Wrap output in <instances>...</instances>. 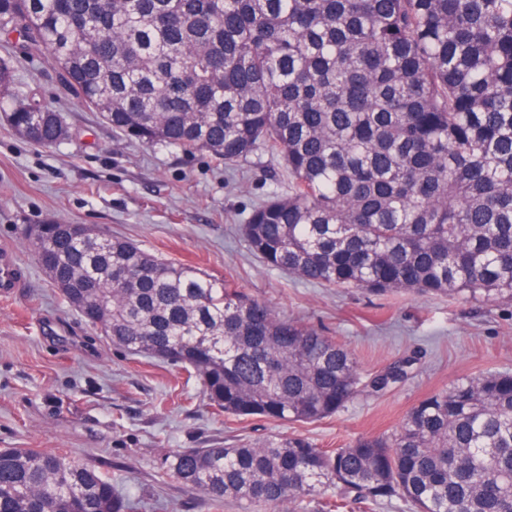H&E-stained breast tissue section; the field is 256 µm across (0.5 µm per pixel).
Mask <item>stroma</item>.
I'll list each match as a JSON object with an SVG mask.
<instances>
[{"instance_id": "1", "label": "stroma", "mask_w": 512, "mask_h": 512, "mask_svg": "<svg viewBox=\"0 0 512 512\" xmlns=\"http://www.w3.org/2000/svg\"><path fill=\"white\" fill-rule=\"evenodd\" d=\"M19 74L32 95L61 113L69 137L45 149L0 120V247L11 248L21 268L17 288L0 298V448L74 457L138 498L137 512H245L232 500L214 510L202 492L169 474L167 455L275 434L338 448L391 434L421 398L457 379L512 371L510 305L327 288L253 254L241 226L288 183L270 156L240 162L229 177L206 152L121 142L63 88L48 59ZM55 222L105 230L226 280L280 317L346 345L363 374L409 358V375L315 423L219 413L186 371L113 346L60 300L27 241L30 225Z\"/></svg>"}]
</instances>
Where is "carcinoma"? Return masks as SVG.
<instances>
[{
  "instance_id": "cac0c4a2",
  "label": "carcinoma",
  "mask_w": 512,
  "mask_h": 512,
  "mask_svg": "<svg viewBox=\"0 0 512 512\" xmlns=\"http://www.w3.org/2000/svg\"><path fill=\"white\" fill-rule=\"evenodd\" d=\"M0 45V111L35 145L67 136L18 85V65L45 57L126 142L206 151L229 170L277 159L287 191L241 228L267 265L512 306V0H0ZM78 230L43 227L60 298L112 345L185 369L221 412L313 423L408 375L410 359L365 381L332 337L121 238L89 278ZM168 471L250 507L332 487L368 509L512 512V373L456 380L389 435L183 448ZM134 509L62 454L0 449V512Z\"/></svg>"
}]
</instances>
